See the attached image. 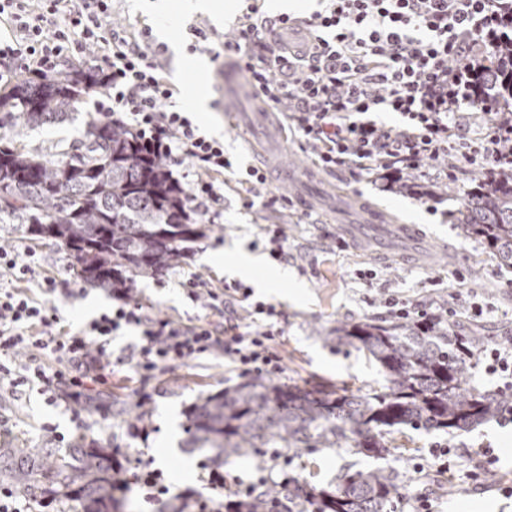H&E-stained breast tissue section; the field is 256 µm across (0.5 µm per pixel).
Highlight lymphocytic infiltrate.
Here are the masks:
<instances>
[{"label": "lymphocytic infiltrate", "mask_w": 512, "mask_h": 512, "mask_svg": "<svg viewBox=\"0 0 512 512\" xmlns=\"http://www.w3.org/2000/svg\"><path fill=\"white\" fill-rule=\"evenodd\" d=\"M499 9L500 0H327L307 20L278 15L285 36L278 45L265 37L266 18L251 9L218 52L247 73L264 104L287 106L303 146L323 169L418 173L443 159L451 179L448 160L459 157L489 175L512 170V114L479 106L474 83L503 37ZM111 13L112 0H0V83L24 72L51 74L60 61H82L95 50L105 89L98 111L140 134L170 165L185 167L191 208L220 219L230 165L223 141L200 134L177 109L181 90L167 77L165 48L154 43L151 28L127 34L112 26ZM375 112L397 113L403 124L378 123ZM36 267L0 246V382L10 387L35 381L55 398L104 381L112 337L124 325L139 330L135 364L151 373L218 350L243 373L274 377L283 370L271 331L279 312L251 302L248 287L218 290L197 277L184 284L188 297L210 310L244 304V324L218 328L153 317L118 289L115 309L72 333L51 307L63 294L56 278H40L36 296L15 289V282L37 276ZM21 349L51 353L62 368L49 373L33 361L15 373L9 362Z\"/></svg>", "instance_id": "obj_1"}]
</instances>
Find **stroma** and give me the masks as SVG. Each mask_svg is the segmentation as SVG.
Returning a JSON list of instances; mask_svg holds the SVG:
<instances>
[{"label":"stroma","mask_w":512,"mask_h":512,"mask_svg":"<svg viewBox=\"0 0 512 512\" xmlns=\"http://www.w3.org/2000/svg\"><path fill=\"white\" fill-rule=\"evenodd\" d=\"M139 0H112L114 27L133 30L146 25L152 30L173 29L179 46H187L191 25L214 27L231 34L247 5L269 14L268 0H234V14L215 20L206 13L165 15L139 9ZM199 57L209 60L207 93L211 111L204 128L207 136L223 140L232 163L224 173L223 216L208 236L192 246L189 255L163 275L138 282V299L150 314L184 323L208 320L219 324L223 314L191 302L181 281L200 275L211 287L234 283L224 265L205 261L208 251L234 247L263 255L267 269L281 265L263 254L262 227H285L290 258L284 267L288 279L276 288H257L253 297L274 304L281 315L274 321V345L282 359L281 383L306 390L326 383L340 389L369 391L380 388L383 377L364 353L336 348L327 336L337 325L384 316L377 289L385 288L414 302L432 301L457 307V322L478 329L487 345L512 344V272L500 269L494 257L478 241L458 236L455 229L459 200L478 177V170L458 162L456 178L425 179L428 196L418 197L382 190L372 175L355 176L348 170L315 169L312 156L289 130L283 112L272 111L270 126L284 140L283 150L268 148L264 136L253 132L251 114L258 104L251 97L230 100L224 96V77L212 62L208 48ZM101 90L85 96L77 106V120L27 128L25 142L48 149L81 138L89 114L95 113ZM283 165L297 171L314 169L312 187L296 191L280 181L269 188L289 198L286 211L244 209L241 179L250 165ZM375 208L386 225H365L364 211ZM0 242L18 251H30L41 261L43 275L57 278L70 288L68 297L54 306L67 329L76 331L95 318L98 309L112 306L109 290L77 279L71 258L51 241H34L18 224L0 226ZM376 274L373 284L359 279V272ZM483 307L474 314L465 300ZM135 329L121 328L112 338L117 362L104 383H89V390L107 394L104 408L95 409L87 397L48 401L38 384L0 388V442L9 448H66L77 436L110 446L121 465L120 486L115 496L127 504V512H168L169 503L190 491L196 498L212 494L208 482L211 459L207 452L189 451L185 437L186 413L199 395L213 394L246 382L245 374L232 371L223 354L201 355L165 371L145 375L125 357L138 343ZM148 411L146 432L132 434L140 411ZM444 445L458 449L451 472L439 471L431 450ZM494 449L498 461L488 470L478 463L481 451ZM380 465L391 469L399 484L394 512H410L421 494L433 496L438 512H512V427L490 420L475 428L444 431L405 430L385 459L355 455L343 448L302 452L294 456L289 472L324 485L346 472ZM161 469L170 486L166 499L146 502L137 477L143 469Z\"/></svg>","instance_id":"stroma-1"}]
</instances>
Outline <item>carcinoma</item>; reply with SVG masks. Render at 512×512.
I'll return each mask as SVG.
<instances>
[{
    "instance_id": "1",
    "label": "carcinoma",
    "mask_w": 512,
    "mask_h": 512,
    "mask_svg": "<svg viewBox=\"0 0 512 512\" xmlns=\"http://www.w3.org/2000/svg\"><path fill=\"white\" fill-rule=\"evenodd\" d=\"M102 86L93 65L61 64L50 75L22 74L0 89V224H21L75 260L73 271L101 288H134L184 257L210 227L167 173L164 156L100 113L83 138L50 156L24 143L28 125L66 120ZM480 102L512 112V36L477 75ZM457 233L475 239L512 269V171L480 179L463 199ZM326 340L367 354L383 389L309 391L255 379L200 396L187 414L184 448L214 460L256 448H343L368 458L389 451L388 436L406 428L464 431L512 406V391L466 387L483 337L445 318L425 322L372 317L336 327ZM0 474L39 504L50 496L64 512H109L117 465L113 452L84 436L69 448H0ZM398 486L383 467L348 471L316 486L294 475L265 484L231 512H394Z\"/></svg>"
}]
</instances>
